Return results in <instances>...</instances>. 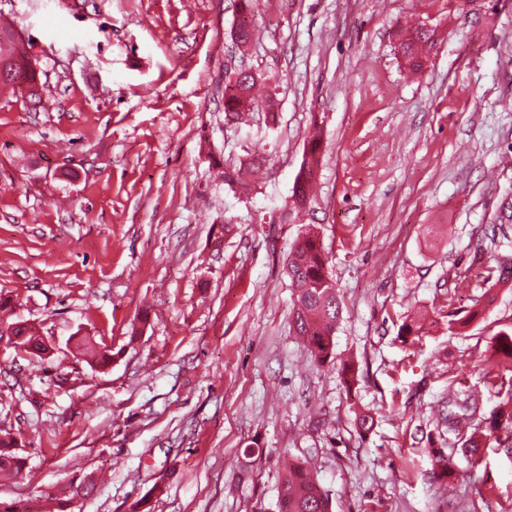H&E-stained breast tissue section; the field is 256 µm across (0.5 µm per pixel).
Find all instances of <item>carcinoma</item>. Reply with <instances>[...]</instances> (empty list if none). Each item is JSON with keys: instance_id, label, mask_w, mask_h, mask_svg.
<instances>
[{"instance_id": "cac0c4a2", "label": "carcinoma", "mask_w": 512, "mask_h": 512, "mask_svg": "<svg viewBox=\"0 0 512 512\" xmlns=\"http://www.w3.org/2000/svg\"><path fill=\"white\" fill-rule=\"evenodd\" d=\"M258 0H238V10L242 15L240 23V42L238 52L248 55L251 44V18L257 11ZM13 27L0 26V55L16 60L19 71L31 84L41 82V67L37 58L21 49L18 39L14 38ZM433 45L432 34L417 26L406 28L400 34V47L403 58L412 71L422 69V55L426 48ZM262 76L242 74L236 70L224 72V112L239 119L247 112L261 108L274 112L275 101L269 95L260 100L254 95V88ZM319 131L310 136L305 159L295 179L292 201L293 209L309 198L315 171L319 165ZM262 160L257 154L250 162L239 167H226L217 173V177L229 186L248 189V175L251 169ZM288 276L294 295L293 324L311 356L320 364L331 363L336 358L335 332L342 316V306L336 288L327 275L328 257L320 237L313 231H306L296 243L286 259ZM496 279L493 286L485 292V304L490 306L495 300L494 288H512V260L497 263ZM19 300L11 293L0 291V323L16 319L15 309ZM26 356L38 359V350L43 347V336L38 330H26L22 342ZM82 351L88 357L90 365L102 366L112 362V350L102 351L96 344L83 339ZM485 357L496 359L502 365L512 368V325H504L490 337L485 348ZM486 432H472L462 443V449L470 458L481 460V448L486 438L494 437L498 446L512 447V393L502 398L496 408L484 419ZM25 465V458L19 454V444L11 435L0 436V476L13 477L19 474ZM278 512H332V501L311 470L307 460H295L288 464V470L281 476Z\"/></svg>"}]
</instances>
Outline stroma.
I'll use <instances>...</instances> for the list:
<instances>
[{"instance_id": "stroma-1", "label": "stroma", "mask_w": 512, "mask_h": 512, "mask_svg": "<svg viewBox=\"0 0 512 512\" xmlns=\"http://www.w3.org/2000/svg\"><path fill=\"white\" fill-rule=\"evenodd\" d=\"M237 10L0 0L46 81L36 106L0 94V290L60 346L0 350V432L27 458L0 499L57 512L89 475L66 512H131L157 482L153 512H277L284 461L306 458L333 512H512V453L470 462L440 419L512 390L483 356L512 289L448 329L512 257V0H260L247 64L277 106L244 123L224 114ZM414 25L435 40L417 73L396 37ZM258 148L249 191L221 183ZM309 228L342 302L327 366L292 320L285 261ZM417 312L425 332L401 339ZM72 336L111 345V364ZM313 134L310 136L308 146L305 152V159L301 165L300 171L295 179L293 187V210L301 208L299 203H305L309 198L311 185L315 178V171L319 165L320 158V139L317 126L314 128ZM297 197V199H295Z\"/></svg>"}]
</instances>
